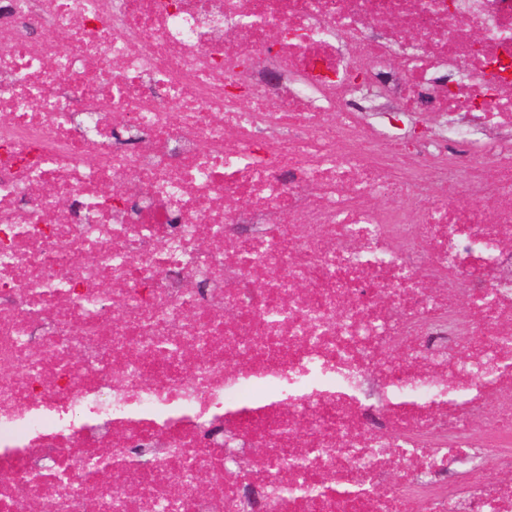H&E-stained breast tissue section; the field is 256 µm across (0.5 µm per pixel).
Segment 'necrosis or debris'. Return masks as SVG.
Here are the masks:
<instances>
[{"instance_id": "obj_1", "label": "necrosis or debris", "mask_w": 512, "mask_h": 512, "mask_svg": "<svg viewBox=\"0 0 512 512\" xmlns=\"http://www.w3.org/2000/svg\"><path fill=\"white\" fill-rule=\"evenodd\" d=\"M505 363L512 0H0V512H512Z\"/></svg>"}]
</instances>
